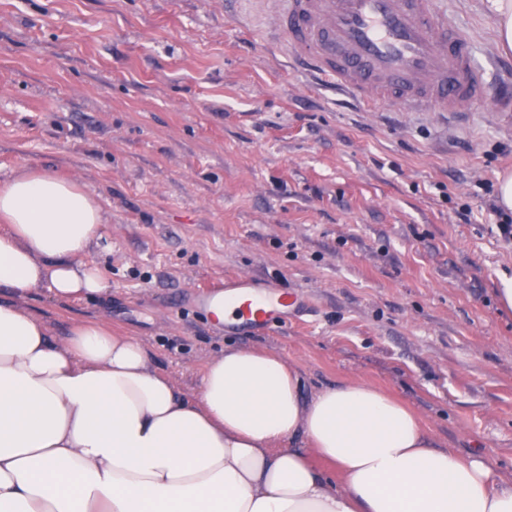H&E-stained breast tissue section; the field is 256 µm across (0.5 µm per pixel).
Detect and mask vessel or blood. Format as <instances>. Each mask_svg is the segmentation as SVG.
I'll use <instances>...</instances> for the list:
<instances>
[{"mask_svg":"<svg viewBox=\"0 0 512 512\" xmlns=\"http://www.w3.org/2000/svg\"><path fill=\"white\" fill-rule=\"evenodd\" d=\"M286 51L323 85L366 104L456 115L492 102L512 115V73L489 87L473 46L437 0H266ZM224 303L235 321L268 331L299 296L259 276L225 279Z\"/></svg>","mask_w":512,"mask_h":512,"instance_id":"1","label":"vessel or blood"}]
</instances>
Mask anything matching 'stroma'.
<instances>
[{"mask_svg": "<svg viewBox=\"0 0 512 512\" xmlns=\"http://www.w3.org/2000/svg\"><path fill=\"white\" fill-rule=\"evenodd\" d=\"M440 7L487 68L504 59L489 0ZM272 25L258 0H0V180L55 174L104 210L88 259L108 292L27 308L57 341L109 322L187 394L228 346L283 357L306 397L372 382L511 481L512 243L486 202L512 126L488 103L452 126L362 107L299 73ZM245 272L301 296L287 326L200 309Z\"/></svg>", "mask_w": 512, "mask_h": 512, "instance_id": "stroma-1", "label": "stroma"}]
</instances>
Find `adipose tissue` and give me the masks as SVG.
Here are the masks:
<instances>
[{
    "label": "adipose tissue",
    "mask_w": 512,
    "mask_h": 512,
    "mask_svg": "<svg viewBox=\"0 0 512 512\" xmlns=\"http://www.w3.org/2000/svg\"><path fill=\"white\" fill-rule=\"evenodd\" d=\"M103 222L53 174L0 184V512H512V481L370 382L306 398L283 358L228 347L189 397L106 323L52 341L20 300L105 293Z\"/></svg>",
    "instance_id": "adipose-tissue-1"
}]
</instances>
